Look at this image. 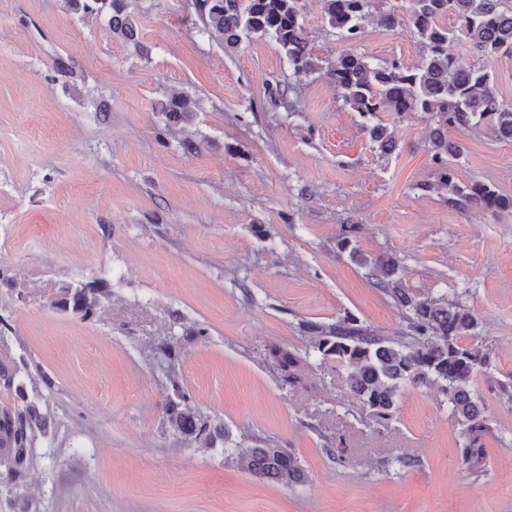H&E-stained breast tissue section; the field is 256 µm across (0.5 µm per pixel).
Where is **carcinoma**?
I'll return each mask as SVG.
<instances>
[{
  "label": "carcinoma",
  "instance_id": "1",
  "mask_svg": "<svg viewBox=\"0 0 512 512\" xmlns=\"http://www.w3.org/2000/svg\"><path fill=\"white\" fill-rule=\"evenodd\" d=\"M69 8L84 16L111 13L112 27L133 37L135 25L128 12V0H67ZM384 0H322L323 16L338 39L355 43L365 33L364 22L378 13L380 24L394 28L398 17L379 4ZM204 29L220 39L224 47L237 46L251 35L269 37L298 73L312 74L328 65L336 91L352 111L369 120L378 112H424L434 127L429 132V149L437 168L433 187L448 191V200L470 209L496 213L512 209V197L481 181L459 184L448 158L459 148L448 142L444 130L459 125L492 127L501 140L512 141V103L498 98L493 76L481 66L457 65L453 44L466 41L482 57L512 58V4L506 0H408L407 13L424 48L421 60L404 65L375 62L350 52L326 63L312 53L304 24L305 0H194ZM451 18L453 26L445 20ZM291 89L285 85L267 90L270 103L294 108ZM172 121L186 119L193 101L176 95L164 106ZM372 141L387 152L395 140L387 127L365 124ZM355 224L341 227L336 247L368 268L376 287L383 289L407 321L408 333L398 339L379 336L352 316L333 324L305 321L301 332L306 339L304 355L283 347L267 348L266 356L288 385L299 382L300 367L312 359L344 372V381L359 400L361 409L380 426L387 425L396 412V396L406 386H435L444 396L452 417L460 426L462 464L477 473L485 465L484 437L490 427L474 378L487 373L489 354L469 342L479 326L473 309L458 302L443 303L412 293L403 287L399 264L390 256L366 258L356 248ZM108 292L87 285L64 290L55 306L83 316L101 308ZM26 363L0 361V389L13 394L17 404L0 408V471L12 479L23 477L30 466L31 448L45 419L35 401L29 399L22 379ZM163 410L174 432L212 447L221 436L224 458L254 476L285 487L307 482L308 476L297 456L285 448L246 446L213 426L194 406L190 396L173 385Z\"/></svg>",
  "mask_w": 512,
  "mask_h": 512
}]
</instances>
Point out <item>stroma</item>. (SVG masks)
Here are the masks:
<instances>
[{
    "label": "stroma",
    "mask_w": 512,
    "mask_h": 512,
    "mask_svg": "<svg viewBox=\"0 0 512 512\" xmlns=\"http://www.w3.org/2000/svg\"><path fill=\"white\" fill-rule=\"evenodd\" d=\"M137 36L65 0H0V360L26 361L46 417L21 479L0 474V512H512V210L464 209L428 190V114L381 112L382 153L328 70L298 73L267 37L231 52L202 32L192 0H130ZM312 50L405 65L423 48L408 20L339 41L306 0ZM512 103V58L482 59ZM293 88L295 109L266 90ZM190 121L166 125L172 95ZM457 182L512 195V142L449 128ZM194 141L195 151L184 147ZM356 224L364 255L395 257L413 293L473 308L490 376L481 474L434 387H403L388 426L361 414L341 373L311 364L280 382L268 346L304 353L300 325L358 317L379 335L406 323L366 269L337 251ZM105 279L94 316L56 308ZM174 342L175 373L156 348ZM234 439L290 449L308 474L285 488L238 469L222 446L175 435L173 385ZM344 447V462L335 450ZM407 457L411 466L395 465Z\"/></svg>",
    "instance_id": "35a3bbf8"
}]
</instances>
